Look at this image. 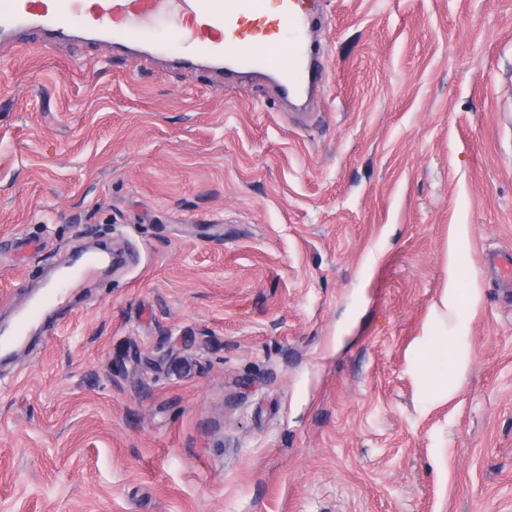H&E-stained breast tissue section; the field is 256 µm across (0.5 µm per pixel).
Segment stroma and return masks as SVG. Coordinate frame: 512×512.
<instances>
[{
	"label": "stroma",
	"instance_id": "35a3bbf8",
	"mask_svg": "<svg viewBox=\"0 0 512 512\" xmlns=\"http://www.w3.org/2000/svg\"><path fill=\"white\" fill-rule=\"evenodd\" d=\"M317 5L303 110L81 36L0 45V321L74 251L129 256L0 363V512H512V291L483 265L512 249V0ZM449 280L471 362L426 403ZM474 295L446 282L440 305L435 306L415 339L412 354L420 375V387L427 400L457 392L469 367L466 336H448V312L463 318V309Z\"/></svg>",
	"mask_w": 512,
	"mask_h": 512
}]
</instances>
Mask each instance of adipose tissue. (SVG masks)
I'll return each instance as SVG.
<instances>
[{
  "label": "adipose tissue",
  "instance_id": "adipose-tissue-1",
  "mask_svg": "<svg viewBox=\"0 0 512 512\" xmlns=\"http://www.w3.org/2000/svg\"><path fill=\"white\" fill-rule=\"evenodd\" d=\"M473 294L446 286L439 305L435 306L416 338L412 354L419 369L420 387L425 398L447 396L457 392L469 367L470 351L465 337L448 333L449 316H462Z\"/></svg>",
  "mask_w": 512,
  "mask_h": 512
}]
</instances>
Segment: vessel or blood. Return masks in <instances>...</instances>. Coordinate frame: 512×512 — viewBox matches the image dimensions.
Segmentation results:
<instances>
[{"label":"vessel or blood","mask_w":512,"mask_h":512,"mask_svg":"<svg viewBox=\"0 0 512 512\" xmlns=\"http://www.w3.org/2000/svg\"><path fill=\"white\" fill-rule=\"evenodd\" d=\"M161 20L185 22L180 45L204 41L200 53L182 57L184 65L273 78L284 100L319 88L320 53L309 39L313 17L305 0H0L2 32L25 27L67 37L80 30L143 63L165 51L147 29ZM69 289L65 283L45 293L0 335V345L23 335L29 320Z\"/></svg>","instance_id":"b4317fda"}]
</instances>
